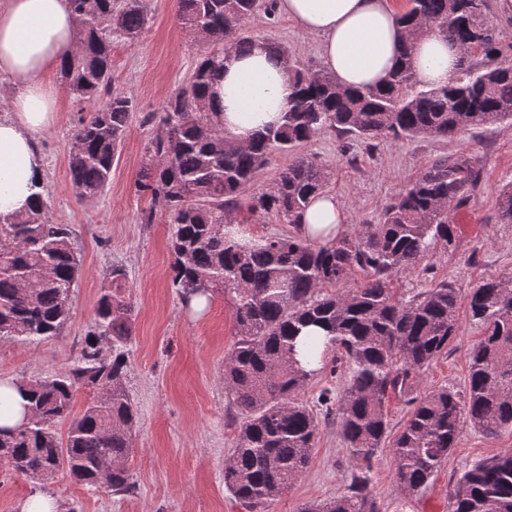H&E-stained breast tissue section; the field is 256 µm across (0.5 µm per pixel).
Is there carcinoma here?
Segmentation results:
<instances>
[{
    "instance_id": "cac0c4a2",
    "label": "carcinoma",
    "mask_w": 512,
    "mask_h": 512,
    "mask_svg": "<svg viewBox=\"0 0 512 512\" xmlns=\"http://www.w3.org/2000/svg\"><path fill=\"white\" fill-rule=\"evenodd\" d=\"M76 41L60 77L93 110L72 133L69 157L74 193L95 199L110 181L112 165L137 110L134 97L112 88V44L137 38L147 24L144 0H70ZM487 0H408L400 23L414 37L436 31L460 46L462 57L443 87L419 85L410 47L381 86L347 92L324 70L304 68L287 47L282 57L293 98L281 122L242 146L224 132L208 102L212 80L231 53L255 39L243 26L269 15L273 0H178L187 36L205 46L185 85L164 102L136 180L151 196L145 224L156 210L169 218L171 282L185 306L195 296L233 302L235 341L224 356V389L239 412L235 445L224 461V487L263 512L310 464L319 422L297 393L323 368L332 351L349 364L350 380L336 398L318 397L336 414L358 474L335 497L302 505L299 512H379L369 490L379 449L390 444L397 485L404 495L425 487L462 440L464 424L489 437L512 428V287L488 279L469 296L471 318L483 334L469 354L464 394L442 387L410 399L403 426L391 434L386 402L407 395L458 332V292L440 282L409 298L390 288L394 277L418 266L441 242L450 245L453 210L468 201L480 170L467 157L428 166L386 206L365 231L318 244L300 234V218L326 191V167L297 152L326 130L375 139L392 135L448 138L468 127L512 121V45L485 24ZM219 45L215 51L212 46ZM274 153L293 155L272 184L246 194ZM499 219L512 224V187L496 199ZM289 224L293 233L254 242L225 223L242 210ZM353 270L354 288L326 292ZM79 260L67 224H54L44 191L20 214L0 215V342L44 341L70 319ZM126 273L112 269L95 309L94 326L68 372L28 380L25 421L0 427V464L39 482L67 471L76 481L115 495L136 486L127 462L137 413L126 391L134 309L125 296ZM324 336H307L302 326ZM317 368L312 369L310 365ZM93 396L72 414L76 393ZM68 422L67 434L58 425ZM452 512H512V452L475 462L451 492Z\"/></svg>"
}]
</instances>
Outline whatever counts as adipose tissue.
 Segmentation results:
<instances>
[{
  "instance_id": "obj_1",
  "label": "adipose tissue",
  "mask_w": 512,
  "mask_h": 512,
  "mask_svg": "<svg viewBox=\"0 0 512 512\" xmlns=\"http://www.w3.org/2000/svg\"><path fill=\"white\" fill-rule=\"evenodd\" d=\"M294 26L320 39L325 70L347 89L379 86L397 67L404 32L388 0H277ZM76 37L69 0H0V94L10 112L0 118V213L26 211L34 203L45 160L39 134L58 118L57 93L49 78L59 71ZM460 50L442 36L416 39V79L443 86L457 71ZM293 88L281 58L265 45L234 53L213 85L211 104L222 112L225 132L245 141L280 120ZM301 232L324 243L343 235L346 212L323 193L301 218Z\"/></svg>"
}]
</instances>
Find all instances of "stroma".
<instances>
[{
    "instance_id": "1",
    "label": "stroma",
    "mask_w": 512,
    "mask_h": 512,
    "mask_svg": "<svg viewBox=\"0 0 512 512\" xmlns=\"http://www.w3.org/2000/svg\"><path fill=\"white\" fill-rule=\"evenodd\" d=\"M146 7L148 23L140 37L112 46V86L130 93L137 110L106 191L89 202L76 200L69 170L72 132L89 107L76 101L61 79L53 81L60 112L57 122L38 137L46 163L43 185L51 220L73 231L81 273L70 298L71 318L57 336L44 342H0V378L35 380L68 371L91 328L102 287L113 268L125 271L126 298L135 309L126 388L138 416L128 462L136 491L111 495L63 471L49 481L32 482L0 465V512H20L21 504L37 491L50 494L58 512H245L224 486V460L236 437V411L224 390V356L235 334L232 301L216 297L198 317L184 308L171 286L168 220L160 213L154 223H142L151 197L135 187L153 118L184 85L201 47L183 31L176 0H146ZM246 32L287 46L306 67H322L318 39L284 16H256ZM302 151L327 165V191L346 207L350 234L378 223L385 206L437 159L477 160L481 181L468 203L453 213L452 244L437 245L414 271L392 283L397 293L409 295L442 281L458 288V336L447 354L424 369L415 394L440 387L464 391L469 352L482 336L471 318L468 295L486 279L512 277V224L499 223L496 206L499 190L512 183V122L470 128L448 138L381 137L369 144L329 130ZM348 380L345 361H328L299 398L316 406L322 391L341 395ZM510 450V429L493 438L465 429L459 447L429 484L405 495L396 485L386 446L374 461L370 490L380 512H449V493L457 478L474 462ZM355 469L337 423L322 421L306 474L268 512H298L303 503L336 496Z\"/></svg>"
}]
</instances>
